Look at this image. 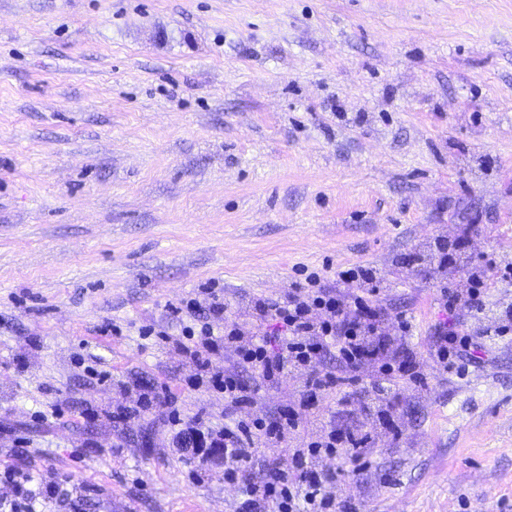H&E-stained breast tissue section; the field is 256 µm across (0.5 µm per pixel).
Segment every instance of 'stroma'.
<instances>
[{"label":"stroma","mask_w":512,"mask_h":512,"mask_svg":"<svg viewBox=\"0 0 512 512\" xmlns=\"http://www.w3.org/2000/svg\"><path fill=\"white\" fill-rule=\"evenodd\" d=\"M440 243L468 265L417 262ZM490 255L512 258V0H0V501L17 470L57 483L39 512H235L239 486L169 445L171 410L229 422L187 388L169 305L213 281L247 328L253 300L371 264L424 383L396 387L391 431L319 394L256 468L332 418L370 435L361 472L323 458L337 500L512 512V332L463 377L430 357L435 324L497 323L439 296ZM308 377L243 372L241 418L279 419ZM156 385L173 407L138 408Z\"/></svg>","instance_id":"35a3bbf8"}]
</instances>
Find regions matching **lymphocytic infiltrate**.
<instances>
[{"mask_svg": "<svg viewBox=\"0 0 512 512\" xmlns=\"http://www.w3.org/2000/svg\"><path fill=\"white\" fill-rule=\"evenodd\" d=\"M383 288L377 267L362 264L337 271L331 280L312 276L306 282L293 283L279 297L256 299L254 312L260 322L275 323L278 334L274 337L262 331L245 338L233 322L225 323L223 334H215L212 321L224 312L216 295L211 296L207 308L190 301L185 307L172 308L171 314L177 320L189 317L182 333L199 335L200 340L183 345L182 350L213 386L223 390L230 411L252 404L253 396L236 374L213 368L210 356L221 343L233 349L239 367L257 372L267 382L310 367L323 357L335 358V370L312 372L307 382L309 393L343 388L342 403L360 400L365 408L375 409L379 423L389 428L394 421L380 407L382 389L374 382L362 385L359 376L364 363L389 346L376 325ZM471 349L469 336H451L441 330L431 355L444 372L459 375L473 359ZM297 421L292 413L282 422L256 417L216 427L199 415L188 421L175 412L169 415L173 442L188 439L197 446L200 470H208L213 459L223 460L222 479L237 483L244 496L238 512H263L269 506L276 512H356L355 506L337 504L327 493L331 477L319 468L325 453L356 462L365 457L366 439L354 432L323 427V440L294 449L287 458L274 460L262 473H255L256 448L283 442Z\"/></svg>", "mask_w": 512, "mask_h": 512, "instance_id": "1", "label": "lymphocytic infiltrate"}]
</instances>
